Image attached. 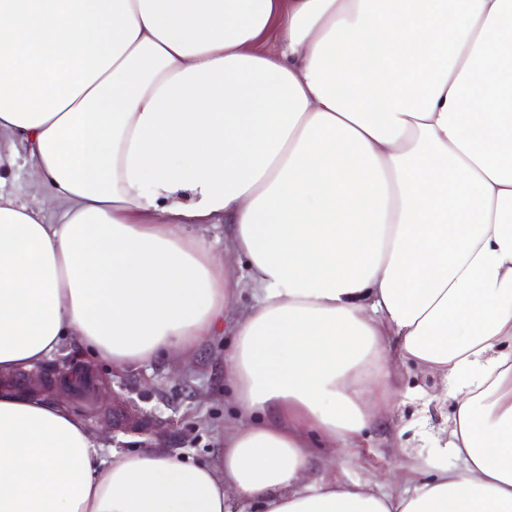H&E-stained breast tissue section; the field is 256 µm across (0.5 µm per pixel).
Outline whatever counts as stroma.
<instances>
[{"instance_id": "35a3bbf8", "label": "stroma", "mask_w": 512, "mask_h": 512, "mask_svg": "<svg viewBox=\"0 0 512 512\" xmlns=\"http://www.w3.org/2000/svg\"><path fill=\"white\" fill-rule=\"evenodd\" d=\"M232 343L224 331L203 342L191 357L154 358L122 371L75 349L26 373L22 390L66 401L115 448L135 453L157 446L216 464L224 448V422L234 413L224 376V354ZM445 389L439 375L414 365L402 369L401 393L387 419L366 431L360 447L349 449L338 461L324 463V449H315V471L330 468L340 481L372 476L379 490H387L392 468L444 443L452 414ZM116 392L121 395L117 403L112 400ZM135 414L143 420L161 419L164 426L153 436L142 435L130 428Z\"/></svg>"}]
</instances>
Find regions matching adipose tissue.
Here are the masks:
<instances>
[{
	"label": "adipose tissue",
	"instance_id": "1",
	"mask_svg": "<svg viewBox=\"0 0 512 512\" xmlns=\"http://www.w3.org/2000/svg\"><path fill=\"white\" fill-rule=\"evenodd\" d=\"M20 155L61 220L0 191V376L226 328L235 418L200 464L2 388L0 512H512V0H0ZM409 364L456 466L312 478ZM199 236L217 257L224 258V237L229 234L227 224H207L199 229Z\"/></svg>",
	"mask_w": 512,
	"mask_h": 512
}]
</instances>
